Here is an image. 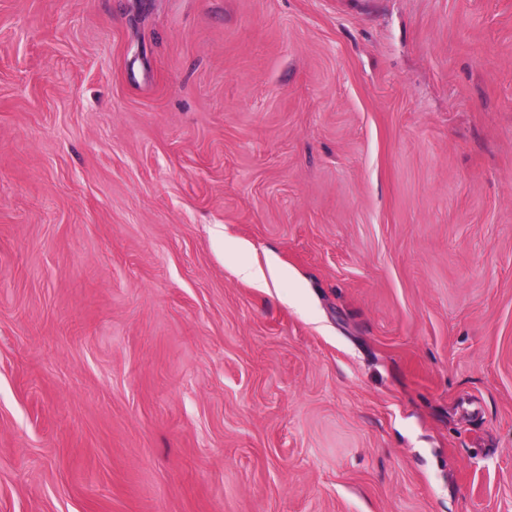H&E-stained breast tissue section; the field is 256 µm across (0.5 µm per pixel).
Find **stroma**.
Segmentation results:
<instances>
[{
    "label": "stroma",
    "mask_w": 512,
    "mask_h": 512,
    "mask_svg": "<svg viewBox=\"0 0 512 512\" xmlns=\"http://www.w3.org/2000/svg\"><path fill=\"white\" fill-rule=\"evenodd\" d=\"M0 512H512V0H0Z\"/></svg>",
    "instance_id": "1"
}]
</instances>
